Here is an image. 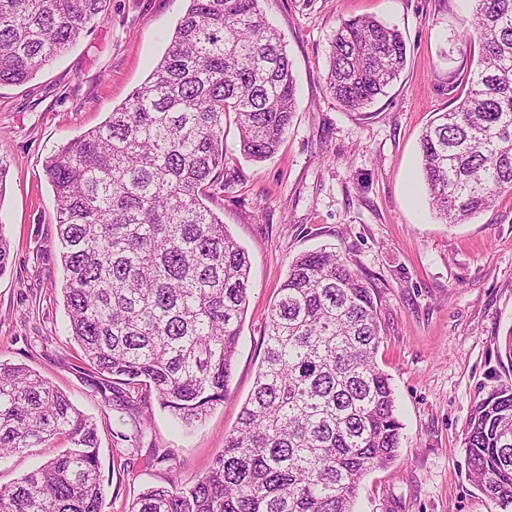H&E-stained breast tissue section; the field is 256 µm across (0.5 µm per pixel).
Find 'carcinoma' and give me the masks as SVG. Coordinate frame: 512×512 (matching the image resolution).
Wrapping results in <instances>:
<instances>
[{
	"mask_svg": "<svg viewBox=\"0 0 512 512\" xmlns=\"http://www.w3.org/2000/svg\"><path fill=\"white\" fill-rule=\"evenodd\" d=\"M109 0H0V85H17L104 21ZM482 46L467 96L420 139L430 203L463 224L512 194V0H477L459 33ZM407 59L398 30L342 22L326 75L363 112ZM284 37L260 0H190L147 81L104 124L44 161L66 274L69 333L102 394L141 389L193 427L224 402L250 260L207 204L224 172V115L244 157L272 156L295 112ZM374 290L340 255L290 264L267 323L253 392L224 451L188 481L145 488L128 512H354L362 479L397 456L395 390L376 362ZM63 436L69 447L0 485V512H103L96 424L22 365L0 362V459ZM468 475L512 507V381L465 428Z\"/></svg>",
	"mask_w": 512,
	"mask_h": 512,
	"instance_id": "carcinoma-1",
	"label": "carcinoma"
}]
</instances>
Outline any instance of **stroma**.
Returning <instances> with one entry per match:
<instances>
[{"instance_id": "obj_1", "label": "stroma", "mask_w": 512, "mask_h": 512, "mask_svg": "<svg viewBox=\"0 0 512 512\" xmlns=\"http://www.w3.org/2000/svg\"><path fill=\"white\" fill-rule=\"evenodd\" d=\"M285 37L297 108L281 145L256 163L224 121L226 187L210 206L251 262L247 314L229 394L206 421L179 426L145 392L151 420L136 439L114 437L116 411L84 373L67 330L55 247V202L44 172L58 144L103 123L143 84L188 0H110L103 22L21 86H0V159L10 161L0 230L11 243L0 275V361L23 364L65 392L97 425L103 512H127L146 486L203 474L224 449L264 356L268 314L293 259L327 248L376 290L377 363L391 379L401 447L363 480L356 512H502L470 481L463 431L474 403L512 380L499 344L512 329V195L467 223H441L421 174L420 138L435 113L468 93L481 54L458 37L474 0H260ZM372 16L397 28L407 62L370 118L341 108L325 76L341 21ZM65 439L0 462V485L67 448ZM173 450L170 466L153 451Z\"/></svg>"}]
</instances>
